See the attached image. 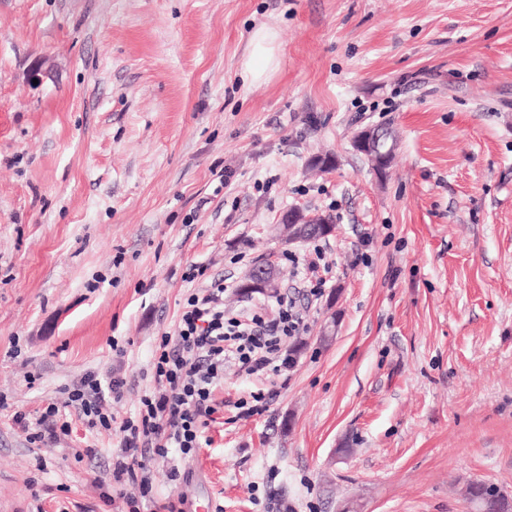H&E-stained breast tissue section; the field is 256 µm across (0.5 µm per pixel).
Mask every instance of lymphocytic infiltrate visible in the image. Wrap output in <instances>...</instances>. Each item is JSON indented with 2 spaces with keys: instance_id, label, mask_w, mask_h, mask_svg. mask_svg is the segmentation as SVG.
Segmentation results:
<instances>
[{
  "instance_id": "obj_1",
  "label": "lymphocytic infiltrate",
  "mask_w": 512,
  "mask_h": 512,
  "mask_svg": "<svg viewBox=\"0 0 512 512\" xmlns=\"http://www.w3.org/2000/svg\"><path fill=\"white\" fill-rule=\"evenodd\" d=\"M308 274L295 294L281 295L274 315L263 312L231 314L224 309L227 283L212 281L205 293L184 300L174 335L162 336L153 358L156 387L141 396L135 416L115 420L106 404L121 399L125 379H100L89 374L68 387L66 407L49 403L37 415L14 413L11 421L23 429L30 444L51 448L72 432L73 420L89 432L113 430L120 435V451L113 464L115 482L138 483L139 496L123 499L125 512H140V500L152 490L149 463L168 457L171 449L192 456L208 440L203 433L216 411L214 393L224 380L226 362H237L248 375L288 370L284 347L305 324L297 297L314 301L324 293L330 267L322 248H314ZM76 419H69L68 410Z\"/></svg>"
}]
</instances>
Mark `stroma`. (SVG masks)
<instances>
[{"mask_svg":"<svg viewBox=\"0 0 512 512\" xmlns=\"http://www.w3.org/2000/svg\"><path fill=\"white\" fill-rule=\"evenodd\" d=\"M262 25L281 68L250 86ZM370 125L397 136L382 175L351 145ZM325 153L337 167L310 170ZM291 208L336 223L294 365L261 384L226 368L208 447L152 462L153 500L470 512L472 481L512 494V0H0V512H104L119 436L77 421L38 448L11 413L92 372L126 379L111 409L133 416L189 293L266 258L276 294L301 277L311 243L271 231ZM259 385L268 410L239 417Z\"/></svg>","mask_w":512,"mask_h":512,"instance_id":"35a3bbf8","label":"stroma"}]
</instances>
